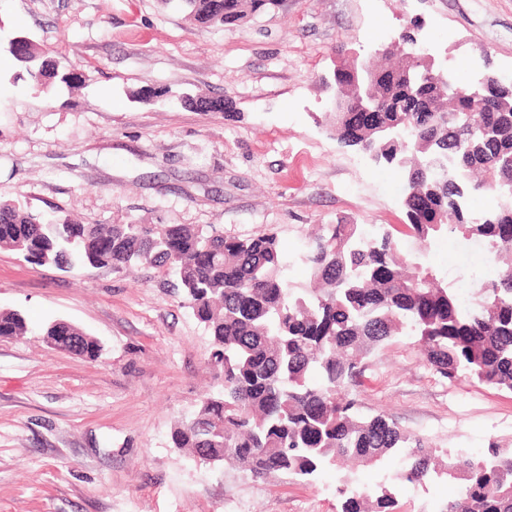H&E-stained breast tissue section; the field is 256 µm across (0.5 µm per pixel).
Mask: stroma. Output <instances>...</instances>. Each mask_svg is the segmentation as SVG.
I'll use <instances>...</instances> for the list:
<instances>
[{
    "instance_id": "stroma-1",
    "label": "stroma",
    "mask_w": 512,
    "mask_h": 512,
    "mask_svg": "<svg viewBox=\"0 0 512 512\" xmlns=\"http://www.w3.org/2000/svg\"><path fill=\"white\" fill-rule=\"evenodd\" d=\"M416 19L457 76L487 59L512 76V0H280L224 27L162 0H0L1 39L24 33L82 79L37 91L19 62L0 68V197L83 224L272 233L291 287H307L314 226L345 219L374 234L404 222L401 176L338 143L325 82L337 48L369 59ZM163 88L233 109L134 99ZM411 248L453 286L482 263L452 237ZM0 310L34 328L0 338V512H340L346 484L393 486V512H443L457 494L444 478L396 484L402 451L345 478L255 480L174 448L177 420L220 382L206 329L155 269L66 273L0 249ZM56 319L98 338L102 357L46 344L36 328ZM350 392L429 447L477 459L512 446V391L448 381L414 337L367 357Z\"/></svg>"
}]
</instances>
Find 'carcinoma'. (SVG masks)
<instances>
[{
    "instance_id": "obj_1",
    "label": "carcinoma",
    "mask_w": 512,
    "mask_h": 512,
    "mask_svg": "<svg viewBox=\"0 0 512 512\" xmlns=\"http://www.w3.org/2000/svg\"><path fill=\"white\" fill-rule=\"evenodd\" d=\"M194 22H244L278 0H162ZM20 62L30 85L47 88L58 66L30 40ZM368 90L386 107L407 96L405 84ZM176 106L222 112V98L184 93ZM406 122L380 135L345 138L344 113H335L345 147L379 157L378 165L403 177L407 236L420 242L450 234L484 249L492 274L473 283L471 303L405 250L396 236L367 235L362 225L339 221L310 237L303 261L310 288L297 294L284 275L276 235L226 237L186 224H79L0 199V248L28 262L89 271L149 266L176 279L184 303L212 342L210 364L222 390L204 399L171 432L173 446L263 479L285 473L309 477L324 467L375 466L402 448L408 461L402 484L439 475L459 483L444 512H512V448L489 445L479 460H454L411 439L387 415H365L350 397L363 362L395 336L411 330L427 362L450 381L465 371L512 391V83L476 103L465 97L426 96L421 112H390ZM490 195L493 209L469 212L466 198ZM24 315L0 311V336H23ZM41 335L77 340L78 356L96 361L102 345L64 320ZM341 512H393L395 494L343 487Z\"/></svg>"
}]
</instances>
